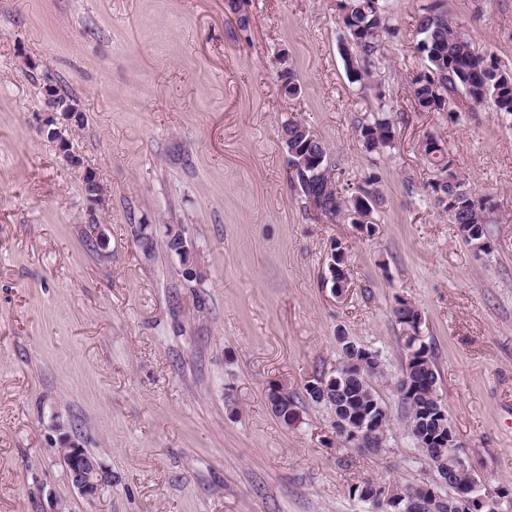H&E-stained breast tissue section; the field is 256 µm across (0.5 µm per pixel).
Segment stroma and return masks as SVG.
I'll return each mask as SVG.
<instances>
[{
    "mask_svg": "<svg viewBox=\"0 0 512 512\" xmlns=\"http://www.w3.org/2000/svg\"><path fill=\"white\" fill-rule=\"evenodd\" d=\"M429 2L392 0L385 65L363 86L340 56L339 0L235 13L227 0H0V512H360L353 485L431 482L395 387L400 297L422 312L461 454L488 491L512 490V119L416 109ZM441 8L512 72V0ZM44 77L84 112L72 149L105 208L38 131ZM381 107L400 116L396 138L369 154L355 122ZM294 119L329 147L338 192L375 178V235L320 216L291 183L281 127ZM429 133L495 202L490 249L426 197ZM171 228L190 258L167 248ZM100 232L106 246L90 247ZM337 240L351 278L339 296L325 282ZM341 333L383 354L384 456L343 446L305 394L335 370ZM278 382L294 424L268 406ZM64 434L101 464L99 497L71 486Z\"/></svg>",
    "mask_w": 512,
    "mask_h": 512,
    "instance_id": "1",
    "label": "stroma"
}]
</instances>
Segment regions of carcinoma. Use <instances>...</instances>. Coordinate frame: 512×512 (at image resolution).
<instances>
[{
    "label": "carcinoma",
    "instance_id": "obj_1",
    "mask_svg": "<svg viewBox=\"0 0 512 512\" xmlns=\"http://www.w3.org/2000/svg\"><path fill=\"white\" fill-rule=\"evenodd\" d=\"M342 21L348 33V43L341 48L348 78L362 83L384 65V40L390 34L389 0H341ZM419 36L417 51L424 65L413 76L412 94L415 107L422 112H459L458 99H465L470 110L485 105L493 111L512 117V74L500 69L487 53L476 49L471 38L452 16L434 9L421 8L416 19ZM395 121L392 113L370 112L357 121L358 142L369 153H379L391 147L395 140ZM288 141L319 160L317 166L289 165L294 184L300 187L305 200L322 201L323 212L340 218L349 210L352 198L336 192L331 177L329 152L325 143L306 125L292 120L282 126ZM433 172L428 181V196L435 206L448 214L450 223L463 227L475 226L474 232L463 237L473 246L488 240L486 225L491 223L492 207L488 202L467 193L466 181L452 163L438 166V160L428 157ZM367 214L371 216L366 234L376 231L372 219L382 204V197L362 190ZM396 322L404 327L422 319L414 302L399 298L393 308ZM340 358L336 367V384L331 377H315L312 382L328 386V392L317 393L305 385L309 399L329 407L335 416L358 426L367 416H380L379 437L366 452L381 456L388 451L390 441L388 409L375 389L374 379L384 375L382 351L367 348L354 339L339 341ZM408 348L413 357L406 360L402 377L396 384L403 404L407 435L413 440L416 459L433 462L436 473L449 471L447 498L435 510L448 512V500L480 484L472 467L460 468L448 459V412L437 390V369L430 347L416 343L412 338ZM378 484L363 483L352 488L353 498L359 502L379 504Z\"/></svg>",
    "mask_w": 512,
    "mask_h": 512
}]
</instances>
